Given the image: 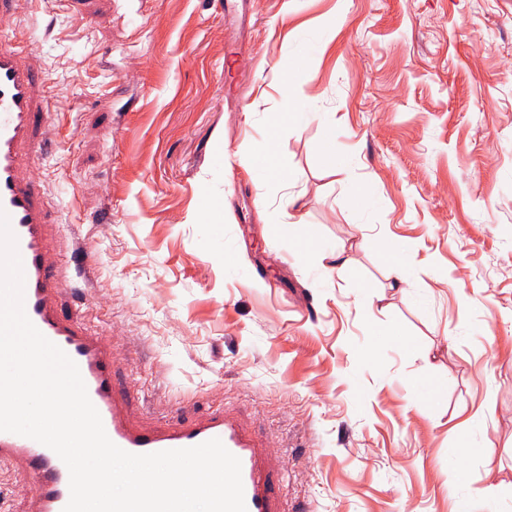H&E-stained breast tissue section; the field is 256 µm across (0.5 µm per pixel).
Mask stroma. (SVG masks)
Here are the masks:
<instances>
[{
  "label": "stroma",
  "instance_id": "stroma-1",
  "mask_svg": "<svg viewBox=\"0 0 512 512\" xmlns=\"http://www.w3.org/2000/svg\"><path fill=\"white\" fill-rule=\"evenodd\" d=\"M10 39L49 84L38 171L132 414L230 410L311 512H451L489 484L473 512H512V0H23ZM305 42L349 167L315 120L260 183L272 68ZM299 192L351 272L298 257ZM390 266L392 282L389 289L395 292H404L408 285L406 270L411 265V255L404 250L393 251L387 255Z\"/></svg>",
  "mask_w": 512,
  "mask_h": 512
}]
</instances>
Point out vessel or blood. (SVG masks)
I'll use <instances>...</instances> for the list:
<instances>
[{
	"label": "vessel or blood",
	"instance_id": "1",
	"mask_svg": "<svg viewBox=\"0 0 512 512\" xmlns=\"http://www.w3.org/2000/svg\"><path fill=\"white\" fill-rule=\"evenodd\" d=\"M44 84L18 52L0 49V211L7 214L17 240L28 318L77 364L106 434L119 448L146 454L220 439L241 463L247 512H288L287 502L273 488L274 450L230 411L211 410L186 421L131 418L129 393L113 379L111 346L91 329L83 310L64 305L71 266L55 237L43 187L24 167L26 152L49 146L51 114ZM8 469L32 487L33 512H63L70 497L69 471L53 450L31 438L0 432V471Z\"/></svg>",
	"mask_w": 512,
	"mask_h": 512
}]
</instances>
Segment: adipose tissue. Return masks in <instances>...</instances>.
Returning a JSON list of instances; mask_svg holds the SVG:
<instances>
[{
    "instance_id": "adipose-tissue-1",
    "label": "adipose tissue",
    "mask_w": 512,
    "mask_h": 512,
    "mask_svg": "<svg viewBox=\"0 0 512 512\" xmlns=\"http://www.w3.org/2000/svg\"><path fill=\"white\" fill-rule=\"evenodd\" d=\"M310 62L308 52L289 59L287 69L275 74L282 94V106L272 120L263 143L254 154L256 167L270 178L282 177L284 164L277 150V131L284 125H298L316 119L313 99L302 90L303 71Z\"/></svg>"
}]
</instances>
